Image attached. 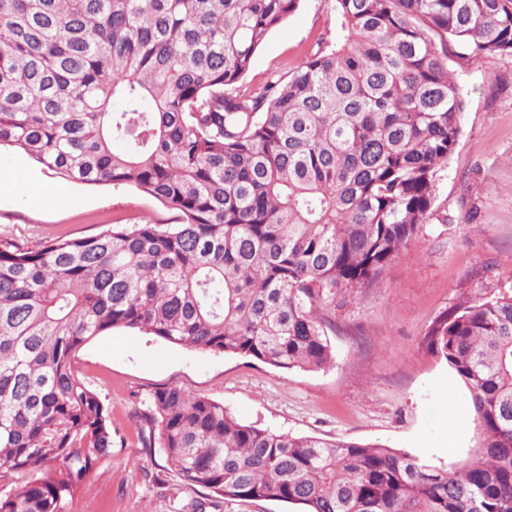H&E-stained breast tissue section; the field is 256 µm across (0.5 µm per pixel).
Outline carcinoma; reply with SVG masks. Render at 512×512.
I'll return each instance as SVG.
<instances>
[{"label": "carcinoma", "instance_id": "cac0c4a2", "mask_svg": "<svg viewBox=\"0 0 512 512\" xmlns=\"http://www.w3.org/2000/svg\"><path fill=\"white\" fill-rule=\"evenodd\" d=\"M301 0H0V147L129 185L175 224L39 248L0 239V512H68L114 446L79 351L114 329L254 358L334 362L326 312L415 241L460 134L452 40L512 56V0H334L335 36L286 81L236 89ZM424 344L468 389L471 461L239 422L155 390L139 441L181 485L305 512H512V292Z\"/></svg>", "mask_w": 512, "mask_h": 512}]
</instances>
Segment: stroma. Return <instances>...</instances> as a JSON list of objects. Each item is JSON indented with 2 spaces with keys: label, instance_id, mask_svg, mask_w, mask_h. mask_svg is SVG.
<instances>
[{
  "label": "stroma",
  "instance_id": "stroma-1",
  "mask_svg": "<svg viewBox=\"0 0 512 512\" xmlns=\"http://www.w3.org/2000/svg\"><path fill=\"white\" fill-rule=\"evenodd\" d=\"M333 7V0H301L256 51L240 90L288 79L329 38ZM447 64L465 110L433 212L372 287L346 293L332 311L334 364L286 372L133 330L95 338L76 367L112 412L115 446L71 512H181L187 503L207 502L205 492L183 490L163 458L146 455L138 441L140 413L154 390L169 385L224 404L242 423L281 433L380 443L429 465L473 458L479 433L471 398L424 336L443 312L512 285V56L474 57L451 42ZM1 168L11 181L0 186V239L38 247L113 224L174 220L135 188L64 183L7 146L0 148ZM38 178L65 184L67 203L31 194Z\"/></svg>",
  "mask_w": 512,
  "mask_h": 512
}]
</instances>
